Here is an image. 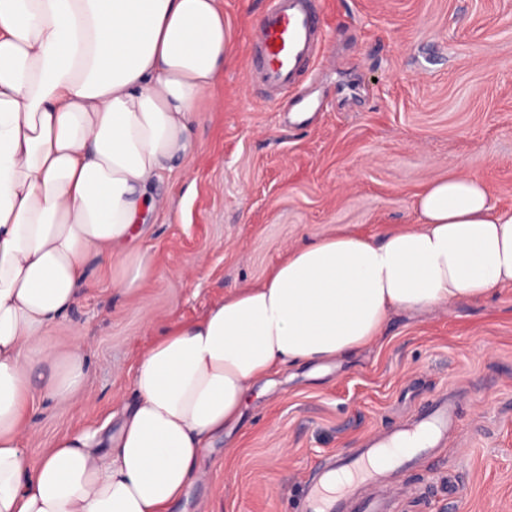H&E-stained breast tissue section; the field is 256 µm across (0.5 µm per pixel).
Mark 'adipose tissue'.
<instances>
[{
    "label": "adipose tissue",
    "mask_w": 512,
    "mask_h": 512,
    "mask_svg": "<svg viewBox=\"0 0 512 512\" xmlns=\"http://www.w3.org/2000/svg\"><path fill=\"white\" fill-rule=\"evenodd\" d=\"M231 51L222 0H0V512H170L259 380L359 356L393 312L512 286V211L477 177L436 179L416 224L307 241L170 324L131 411L30 462V402L77 406L86 380L82 344L61 360L45 332L91 288L89 261L126 292L153 277L131 243L168 208L155 188L194 154L196 113L220 108Z\"/></svg>",
    "instance_id": "ef3b65f1"
}]
</instances>
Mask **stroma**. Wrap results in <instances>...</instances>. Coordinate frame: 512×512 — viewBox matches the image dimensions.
Listing matches in <instances>:
<instances>
[{
    "label": "stroma",
    "instance_id": "1",
    "mask_svg": "<svg viewBox=\"0 0 512 512\" xmlns=\"http://www.w3.org/2000/svg\"><path fill=\"white\" fill-rule=\"evenodd\" d=\"M223 3L234 40L224 108L198 114L196 154L158 185L171 208L137 240L156 275L124 292L90 262L93 288L46 332L61 355L83 333L90 398L76 409L35 399L31 459L59 436L121 418L161 331L262 281L290 248L415 224L418 194L448 176H479L512 209V0H322L332 42L303 87L323 108L302 128L287 100L261 102L251 79L249 35L266 0ZM451 385L463 392L459 426L397 476L408 491L399 512H512V288L393 314L353 362L260 382L173 512H292L317 462L399 426Z\"/></svg>",
    "mask_w": 512,
    "mask_h": 512
}]
</instances>
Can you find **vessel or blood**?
Returning a JSON list of instances; mask_svg holds the SVG:
<instances>
[{
    "instance_id": "1",
    "label": "vessel or blood",
    "mask_w": 512,
    "mask_h": 512,
    "mask_svg": "<svg viewBox=\"0 0 512 512\" xmlns=\"http://www.w3.org/2000/svg\"><path fill=\"white\" fill-rule=\"evenodd\" d=\"M252 36L267 100L287 93L291 111H305V98L296 89L329 38L317 0H268ZM457 398L455 390H448L418 409L406 426L329 455L305 478L298 512H397L389 489L394 473L446 446L458 421Z\"/></svg>"
}]
</instances>
